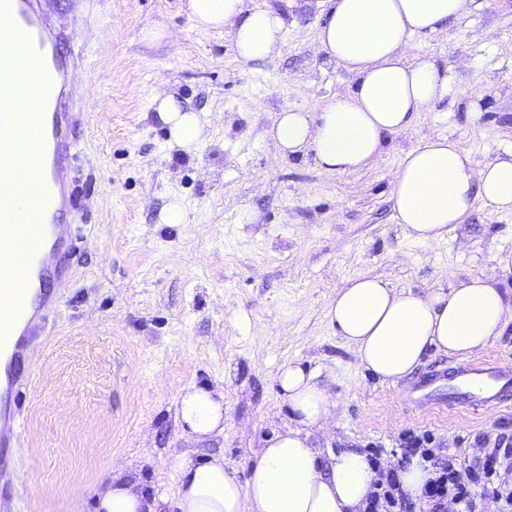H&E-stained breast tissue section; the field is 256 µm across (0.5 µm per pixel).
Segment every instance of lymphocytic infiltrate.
I'll return each instance as SVG.
<instances>
[{"label":"lymphocytic infiltrate","mask_w":512,"mask_h":512,"mask_svg":"<svg viewBox=\"0 0 512 512\" xmlns=\"http://www.w3.org/2000/svg\"><path fill=\"white\" fill-rule=\"evenodd\" d=\"M420 457L428 463L432 477L422 488L420 503L429 512H443L447 502H455L460 512H478L474 487L496 499L500 512H512V435L501 433L493 448L470 465L458 464L454 455L435 448L430 431L404 434L402 457ZM416 502V503H419ZM415 502L404 495L396 471L381 473L367 495L364 512H414Z\"/></svg>","instance_id":"f902f5d3"}]
</instances>
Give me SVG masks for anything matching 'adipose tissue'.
<instances>
[{"label":"adipose tissue","mask_w":512,"mask_h":512,"mask_svg":"<svg viewBox=\"0 0 512 512\" xmlns=\"http://www.w3.org/2000/svg\"><path fill=\"white\" fill-rule=\"evenodd\" d=\"M470 0H327L317 51L350 78L326 103L280 112L270 131L280 157L312 154L328 172H356L382 154L389 136L410 129L420 112L448 93L453 76L418 51V40L443 32ZM198 29L219 31L245 62L275 57L285 16L266 0H187ZM153 105L171 144L194 150L204 121L175 94ZM394 218L423 244L443 240L463 223L474 201L489 212H512V150L477 161L456 140L426 138L405 152L391 188ZM326 316L359 366L382 382L411 375L429 350L466 358L512 322V289L496 276L473 274L452 285L398 288L377 276L348 279ZM276 383L293 415L255 453L246 478L211 454L178 456L179 512H362L377 477L366 454L316 447L313 432L334 418L336 401L316 374L297 364L279 368ZM176 418L183 433L204 441L223 433L224 393L206 386L181 390ZM97 512H164L165 500L126 467L94 489Z\"/></svg>","instance_id":"ef3b65f1"}]
</instances>
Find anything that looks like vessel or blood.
<instances>
[{
  "mask_svg": "<svg viewBox=\"0 0 512 512\" xmlns=\"http://www.w3.org/2000/svg\"><path fill=\"white\" fill-rule=\"evenodd\" d=\"M71 35L52 28L42 0H0V130L28 131L38 151L31 158L37 173L34 223L24 212L0 210V242L25 244L23 267L27 280L37 281V295L18 290L14 279L0 284V356L5 357V383L0 396V446L19 440L23 427L17 398L28 387L27 343L45 328L57 306L47 284L66 277L75 253L65 231L73 221L72 193L64 163L84 130L82 108L68 107L65 87L76 59L63 45ZM40 68L37 112L20 111L18 81L24 63ZM417 407L459 410L480 402L512 404V364L496 359L458 361L431 367L408 387Z\"/></svg>",
  "mask_w": 512,
  "mask_h": 512,
  "instance_id": "obj_1",
  "label": "vessel or blood"
}]
</instances>
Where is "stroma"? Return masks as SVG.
<instances>
[{
  "label": "stroma",
  "mask_w": 512,
  "mask_h": 512,
  "mask_svg": "<svg viewBox=\"0 0 512 512\" xmlns=\"http://www.w3.org/2000/svg\"><path fill=\"white\" fill-rule=\"evenodd\" d=\"M269 2L287 10V30L281 53L258 63L241 61L223 34L196 28L186 0L86 4L90 26L67 46L87 62L71 94L89 127L66 163L77 256L71 277L53 284L61 306L29 355L22 445L6 451L29 475L21 488L0 489L18 512H96L93 488L119 464L177 512V456L220 452L243 474L290 423L275 382L288 362L336 394L323 448L375 449L387 465L400 458L406 430L428 429L465 464L512 432V409H416L404 382L380 383L358 366L325 316L350 277L421 290L495 273L493 255L512 250V213L474 205L426 245L396 223L390 199L403 152L421 138L452 137L479 161L512 149V0H473L470 13L422 40L454 74L447 97L355 173L324 171L309 155L281 159L269 143L279 112L348 87L315 52L324 0ZM156 27L166 38L147 40ZM164 88L205 114L197 151L170 146L150 106ZM174 198L188 223H160ZM192 385L224 391V431L204 442L175 418Z\"/></svg>",
  "instance_id": "obj_1"
}]
</instances>
